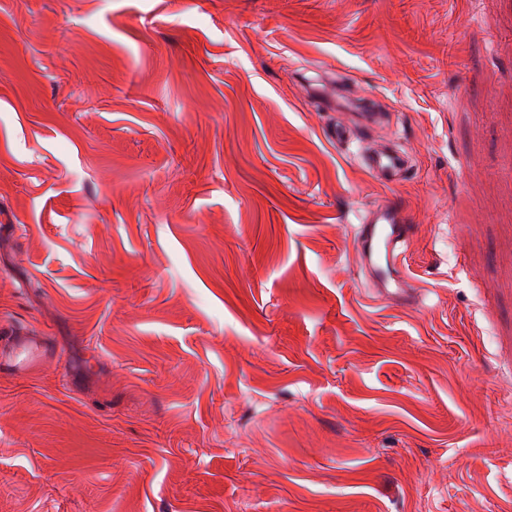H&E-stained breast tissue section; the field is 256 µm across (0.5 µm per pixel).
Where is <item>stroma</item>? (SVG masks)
Masks as SVG:
<instances>
[{
  "instance_id": "1",
  "label": "stroma",
  "mask_w": 512,
  "mask_h": 512,
  "mask_svg": "<svg viewBox=\"0 0 512 512\" xmlns=\"http://www.w3.org/2000/svg\"><path fill=\"white\" fill-rule=\"evenodd\" d=\"M0 321V512H512V0H0ZM366 170L379 182H394L407 168V162L400 152L384 149L374 153L365 162ZM402 211L390 202L371 205L357 229L360 265L378 288V296L408 302L412 288L401 270V248L410 236ZM1 328V333L10 334L11 336H7L8 339H11L13 345L20 353H24L26 355L24 360L16 362L13 365V367L16 369L24 370L29 359L43 358L49 354V349L47 346L43 344L36 336H17L21 333H18L14 329H8L4 326Z\"/></svg>"
}]
</instances>
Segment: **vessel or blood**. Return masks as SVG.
<instances>
[{"label": "vessel or blood", "instance_id": "b4317fda", "mask_svg": "<svg viewBox=\"0 0 512 512\" xmlns=\"http://www.w3.org/2000/svg\"><path fill=\"white\" fill-rule=\"evenodd\" d=\"M365 166L379 182H394L406 169L407 162L400 152L384 149L370 156ZM410 235L402 211L389 202L371 205L358 229L360 265L375 284L380 298L398 304L408 302L412 290L401 270V248ZM15 348L24 353L17 369H25L26 359L42 358L49 350L37 337L12 336Z\"/></svg>", "mask_w": 512, "mask_h": 512}]
</instances>
